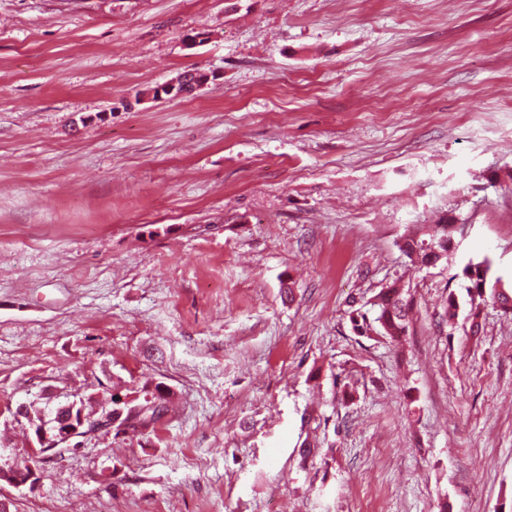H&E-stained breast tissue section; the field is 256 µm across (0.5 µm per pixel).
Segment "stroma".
<instances>
[{"label": "stroma", "instance_id": "1", "mask_svg": "<svg viewBox=\"0 0 512 512\" xmlns=\"http://www.w3.org/2000/svg\"><path fill=\"white\" fill-rule=\"evenodd\" d=\"M482 258L512 282V0H0L10 512H512V315L442 320ZM392 285L406 335H357ZM155 395L27 453L19 405ZM193 80L186 73H179L175 78L165 83L160 88L153 91V97L162 96L163 90L167 92L166 95L172 97L187 96L193 94L199 87L208 82V74L202 71H195L193 73ZM156 94V95H155ZM451 226L448 224H436L433 233L429 234V240L417 238L416 235L405 239L403 251L412 264L424 267L435 265L439 261V255L433 249L444 250L451 238ZM56 433L48 435L42 429L36 435L38 447L29 448V454L41 459H60L74 448H80L83 440L100 432L112 431V417L81 415L78 421L74 416L54 428Z\"/></svg>", "mask_w": 512, "mask_h": 512}]
</instances>
